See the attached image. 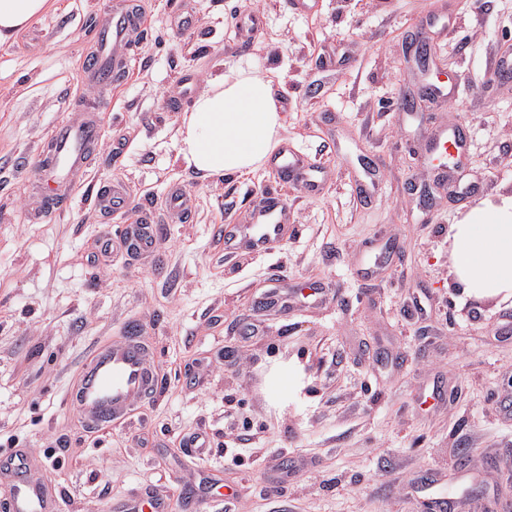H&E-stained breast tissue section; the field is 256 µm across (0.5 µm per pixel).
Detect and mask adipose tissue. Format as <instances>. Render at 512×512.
<instances>
[{"instance_id":"1","label":"adipose tissue","mask_w":512,"mask_h":512,"mask_svg":"<svg viewBox=\"0 0 512 512\" xmlns=\"http://www.w3.org/2000/svg\"><path fill=\"white\" fill-rule=\"evenodd\" d=\"M53 0H0V45L47 13ZM285 128L270 79L253 67L217 75L177 128L178 156L202 179L249 173L265 162ZM450 259L469 294L512 296V196L474 206L451 225Z\"/></svg>"}]
</instances>
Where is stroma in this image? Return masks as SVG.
Instances as JSON below:
<instances>
[{
	"label": "stroma",
	"instance_id": "1",
	"mask_svg": "<svg viewBox=\"0 0 512 512\" xmlns=\"http://www.w3.org/2000/svg\"><path fill=\"white\" fill-rule=\"evenodd\" d=\"M113 0L57 8L0 46V453L24 448L61 512H118L153 493L167 512H512V298L466 294L448 231L478 202L512 196V0H132L144 28L121 86L84 82L94 25ZM448 27L419 61L405 44L429 14ZM189 16L186 27L175 16ZM263 24L251 43L238 26ZM251 65L271 78L282 138L329 167L306 195L267 167L202 180L178 157L180 118L210 78ZM456 91L432 102L422 73ZM194 76V92L181 91ZM412 99L414 111L400 107ZM100 103L88 173L32 215L52 134ZM458 126L469 150L448 173L426 145ZM119 182L126 211L98 213ZM192 210L167 221L170 187ZM292 208L265 253L224 250V229L270 193ZM157 222L155 258L100 242L135 213ZM137 332L154 398L86 432L67 394L92 354ZM295 386L268 383L272 365ZM484 498L470 497L473 483Z\"/></svg>",
	"mask_w": 512,
	"mask_h": 512
}]
</instances>
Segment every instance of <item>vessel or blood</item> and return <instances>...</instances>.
Instances as JSON below:
<instances>
[{"mask_svg":"<svg viewBox=\"0 0 512 512\" xmlns=\"http://www.w3.org/2000/svg\"><path fill=\"white\" fill-rule=\"evenodd\" d=\"M135 22L133 13L118 7L101 17L97 27L98 51L88 64V80L105 81L110 71L125 69L130 32ZM96 142L97 133L89 120L74 119L56 129L54 146L58 161L49 170L48 181L58 183L82 175L86 156ZM269 166L275 173L300 183L306 192H314L320 186L318 171L293 147L282 146L270 159ZM125 197L123 186L103 188L96 195L95 207L100 211H115L122 208ZM289 215L286 201L268 198L255 214L253 223L238 229V237L252 249L268 250L280 240ZM118 244L148 253L154 248L155 239L142 227L130 225ZM152 385L146 354L140 345L133 341L114 344L97 350L85 366L77 402L93 421L112 419L132 411ZM5 462L10 479L7 486L0 489V505L6 512H60L57 491L31 479L24 452L8 454Z\"/></svg>","mask_w":512,"mask_h":512,"instance_id":"vessel-or-blood-1","label":"vessel or blood"}]
</instances>
